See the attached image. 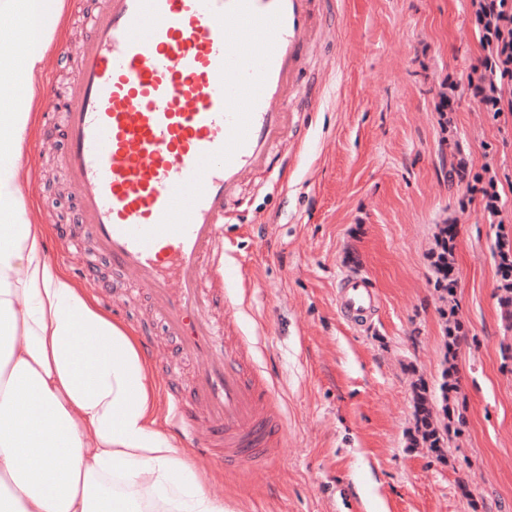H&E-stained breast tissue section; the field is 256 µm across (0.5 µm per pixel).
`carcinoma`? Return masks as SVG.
<instances>
[{
  "mask_svg": "<svg viewBox=\"0 0 512 512\" xmlns=\"http://www.w3.org/2000/svg\"><path fill=\"white\" fill-rule=\"evenodd\" d=\"M442 240L440 251L432 255L431 265L435 273L434 287L447 296L454 295L455 284L448 282L452 264V249L448 248V226L441 228ZM498 276H499V302L507 312V320L512 321V239L500 236L498 239ZM446 316L445 339L446 347L452 351L458 345L463 329L461 321L457 318L455 307L441 310ZM459 380L454 367H445L439 385L440 412L442 419L433 420L432 406L430 405L428 387L424 381L415 384V421L417 436L413 439L414 445H423L436 456H442V449L447 447L450 436V423L453 408L450 407L451 394L458 392Z\"/></svg>",
  "mask_w": 512,
  "mask_h": 512,
  "instance_id": "obj_1",
  "label": "carcinoma"
}]
</instances>
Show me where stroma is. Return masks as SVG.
Segmentation results:
<instances>
[{
	"instance_id": "1",
	"label": "stroma",
	"mask_w": 512,
	"mask_h": 512,
	"mask_svg": "<svg viewBox=\"0 0 512 512\" xmlns=\"http://www.w3.org/2000/svg\"><path fill=\"white\" fill-rule=\"evenodd\" d=\"M90 0H62L57 34L72 54L53 75L67 92L73 54L90 31ZM481 52L469 0H334L307 46L300 81L322 82L304 125L282 137L280 183L260 170L245 180L241 220L224 227L238 278L227 295L259 369L276 388L288 437L273 465H212L235 512H512V346L498 301L495 234L512 235V119L494 120L467 92L437 107L448 74L466 78ZM64 127L37 118L25 155L38 184L26 201L49 228L50 263L83 279L85 249L64 250L79 203L61 164ZM490 165L502 189L494 216L450 180L460 164ZM455 228L454 300L465 325L454 358L463 417L443 460L412 448V385L437 393L445 366V303L429 257L443 225ZM98 307L133 335L149 300L108 261ZM377 286L375 314L342 316L345 278Z\"/></svg>"
}]
</instances>
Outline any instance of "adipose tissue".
I'll use <instances>...</instances> for the list:
<instances>
[{
  "instance_id": "ef3b65f1",
  "label": "adipose tissue",
  "mask_w": 512,
  "mask_h": 512,
  "mask_svg": "<svg viewBox=\"0 0 512 512\" xmlns=\"http://www.w3.org/2000/svg\"><path fill=\"white\" fill-rule=\"evenodd\" d=\"M61 0H0V512H225L186 449L157 425L136 336L49 263L20 162Z\"/></svg>"
}]
</instances>
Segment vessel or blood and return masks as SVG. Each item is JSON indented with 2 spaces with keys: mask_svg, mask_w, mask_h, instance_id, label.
<instances>
[{
  "mask_svg": "<svg viewBox=\"0 0 512 512\" xmlns=\"http://www.w3.org/2000/svg\"><path fill=\"white\" fill-rule=\"evenodd\" d=\"M317 0H103L89 18L64 115L63 165L78 232L150 297L192 369L165 379L171 424L238 468L273 462L286 435L269 378L224 305L235 271L224 226L246 175L274 173L283 131L314 103L299 82ZM371 280L347 279L339 307L364 318Z\"/></svg>",
  "mask_w": 512,
  "mask_h": 512,
  "instance_id": "1",
  "label": "vessel or blood"
}]
</instances>
